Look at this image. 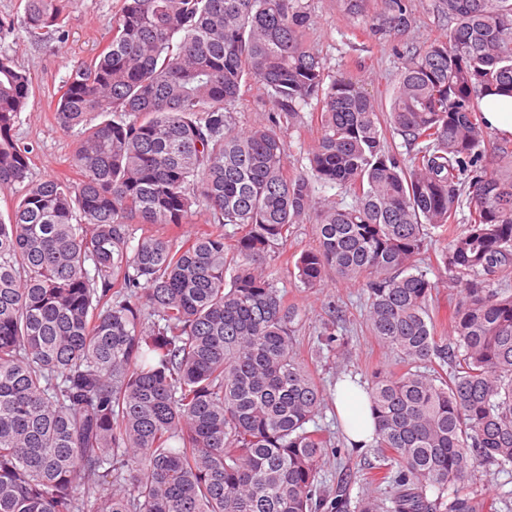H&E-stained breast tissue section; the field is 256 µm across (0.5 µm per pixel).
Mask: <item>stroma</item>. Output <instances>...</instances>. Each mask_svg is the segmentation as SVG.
Segmentation results:
<instances>
[{"label":"stroma","instance_id":"stroma-1","mask_svg":"<svg viewBox=\"0 0 512 512\" xmlns=\"http://www.w3.org/2000/svg\"><path fill=\"white\" fill-rule=\"evenodd\" d=\"M414 22L403 38L373 36L362 19L344 14L336 0H306L314 20L309 44L320 57L329 76L347 73L357 80L372 98L389 103L401 70L394 52L398 42L420 44L443 31V21L431 6V0H412ZM119 0H71L66 17V36L45 33L34 37L24 31L0 32V55L10 56L33 79L35 89L21 112L16 133L32 149L30 176L40 181L70 173L78 131L63 132L54 123L50 102L69 77L73 65L100 51L109 38L112 17ZM317 110L305 107L297 121L281 120L286 141L288 169L296 172L309 165L308 153L316 140ZM277 288L287 293L305 310L299 333V350L315 370L325 388V401L315 416V424L330 433L337 445L328 451L321 476L325 485H333L340 471H350L351 494L364 489V466L377 460V451L369 447L358 451L346 444L336 415V382L351 376L360 386H369L372 370L380 365L395 367L392 354L370 335L365 326L363 296L360 289L325 284L307 292L288 271H281ZM345 307L346 319L337 332L348 339L344 359L318 348V336L330 317L327 305Z\"/></svg>","mask_w":512,"mask_h":512}]
</instances>
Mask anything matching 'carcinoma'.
I'll return each mask as SVG.
<instances>
[{
  "label": "carcinoma",
  "mask_w": 512,
  "mask_h": 512,
  "mask_svg": "<svg viewBox=\"0 0 512 512\" xmlns=\"http://www.w3.org/2000/svg\"><path fill=\"white\" fill-rule=\"evenodd\" d=\"M68 3L25 0L0 29L63 37ZM380 3L371 32L411 26V0ZM434 8L448 28L406 47L382 113L351 76L326 80L303 0H121L53 108L80 130L76 181L30 180L15 128L33 83L0 57V191L17 192L0 215V512H382L320 478L325 393L275 286L285 263L309 290L361 288L399 360L367 388L383 464L366 484H388L389 512H498L473 482L512 471V172L481 164L504 152L482 100L512 96V0ZM251 82L271 116L243 132L231 105ZM313 102L309 168L290 174L280 118ZM315 183L354 204L315 201ZM302 221L316 244L288 258ZM133 224L169 234L134 245ZM432 229L448 278H470L444 314L420 269Z\"/></svg>",
  "instance_id": "carcinoma-1"
}]
</instances>
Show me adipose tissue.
Wrapping results in <instances>:
<instances>
[{"instance_id": "ef3b65f1", "label": "adipose tissue", "mask_w": 512, "mask_h": 512, "mask_svg": "<svg viewBox=\"0 0 512 512\" xmlns=\"http://www.w3.org/2000/svg\"><path fill=\"white\" fill-rule=\"evenodd\" d=\"M336 409L349 447H368L375 434V422L366 392L351 377L336 385Z\"/></svg>"}]
</instances>
